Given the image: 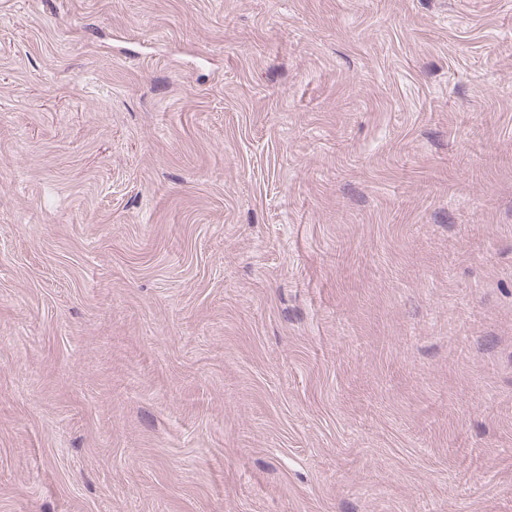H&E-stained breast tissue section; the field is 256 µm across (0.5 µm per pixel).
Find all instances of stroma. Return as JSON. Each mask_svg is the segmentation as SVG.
<instances>
[{
    "mask_svg": "<svg viewBox=\"0 0 512 512\" xmlns=\"http://www.w3.org/2000/svg\"><path fill=\"white\" fill-rule=\"evenodd\" d=\"M0 512H512V0H0Z\"/></svg>",
    "mask_w": 512,
    "mask_h": 512,
    "instance_id": "1",
    "label": "stroma"
}]
</instances>
